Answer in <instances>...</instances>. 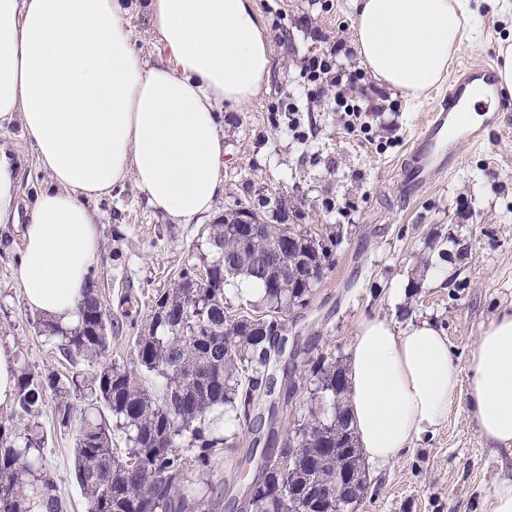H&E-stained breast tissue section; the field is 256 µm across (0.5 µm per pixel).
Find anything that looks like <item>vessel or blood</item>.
I'll return each mask as SVG.
<instances>
[{
  "mask_svg": "<svg viewBox=\"0 0 512 512\" xmlns=\"http://www.w3.org/2000/svg\"><path fill=\"white\" fill-rule=\"evenodd\" d=\"M496 88L493 65L489 62L469 66L449 82L447 92L439 97L433 112L415 135L407 162L400 167L401 183L408 193H416L442 168L454 166L455 138L480 146L500 131L499 119L492 115L479 125L464 128L461 134L453 132L456 118L468 109L471 99L477 95H494Z\"/></svg>",
  "mask_w": 512,
  "mask_h": 512,
  "instance_id": "1",
  "label": "vessel or blood"
}]
</instances>
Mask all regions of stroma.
<instances>
[{
	"label": "stroma",
	"instance_id": "obj_1",
	"mask_svg": "<svg viewBox=\"0 0 512 512\" xmlns=\"http://www.w3.org/2000/svg\"><path fill=\"white\" fill-rule=\"evenodd\" d=\"M268 38L270 67L261 94L241 109L221 106L224 190L203 220L177 224L149 206L134 180L98 200L101 246L92 277L108 315L112 340L107 362L131 364L137 326L153 297L170 288L179 271L199 260L207 225L241 207L272 212L285 201L288 220L320 235L338 231L336 264L312 291L306 306L285 320L290 338L322 353L346 358L358 323L380 317L397 328L427 321L448 339L459 375V394L445 422L421 433L397 459L369 468L371 494L359 512H487L494 485L512 472V457L482 444L465 399L468 360L495 315L512 309V93L501 92L493 110L502 133L482 147L457 145L454 172L440 171L417 194L402 188L398 168L408 144L443 91L435 86L406 100L370 74L348 88L364 108L365 132H350L332 99L310 95L301 77L304 56L353 43L352 0H254ZM462 49L449 71L470 63L497 62L500 39L512 37V14L493 0H470ZM300 126H288V104ZM0 145L23 171L21 203L47 176L35 164L18 127L0 134ZM466 239L469 254L455 262L448 283L428 274L439 251L453 252L452 237ZM21 242L13 225L0 226V348L16 367L47 374L90 376L82 360H65L41 336L38 314L28 309L14 279ZM73 413L60 426L53 399L34 423L43 431L45 457L69 512H85L74 473L75 439L89 406L71 395Z\"/></svg>",
	"mask_w": 512,
	"mask_h": 512
}]
</instances>
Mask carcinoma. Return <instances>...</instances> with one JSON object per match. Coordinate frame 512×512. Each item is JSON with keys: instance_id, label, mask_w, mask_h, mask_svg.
<instances>
[{"instance_id": "obj_1", "label": "carcinoma", "mask_w": 512, "mask_h": 512, "mask_svg": "<svg viewBox=\"0 0 512 512\" xmlns=\"http://www.w3.org/2000/svg\"><path fill=\"white\" fill-rule=\"evenodd\" d=\"M262 225L248 248L242 246L243 219ZM339 239L325 238L301 224L241 208L207 229L200 265L207 280L194 287L197 265L184 267L174 286L152 300L149 319L134 341L133 366L102 365L87 380L21 368L13 420L38 415L45 397H56L61 423L71 420V392H83L105 406L107 418L88 421L79 431L74 463L86 512H215L223 506V482L216 460L237 447L253 423L277 366L269 337L283 332L290 310L303 307L315 282L295 274L313 268L326 274L335 265ZM288 280H281L282 268ZM242 276L262 288L265 311L229 320L224 302L228 280ZM40 333L63 357L95 363L109 349V322L93 281H88L75 324L39 321ZM309 384L316 402L295 418L281 442L270 430L261 456L277 455L279 468H256L245 494L234 504L247 512H334L336 482L347 476L369 489L365 458L346 408L345 364L333 354L310 362ZM120 430L126 448H112ZM44 434L27 425L22 436L0 421V512H68L46 467ZM327 490L319 502L301 497L305 481Z\"/></svg>"}]
</instances>
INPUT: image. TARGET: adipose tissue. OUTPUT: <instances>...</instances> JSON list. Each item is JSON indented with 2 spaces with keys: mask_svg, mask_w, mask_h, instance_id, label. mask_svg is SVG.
<instances>
[{
  "mask_svg": "<svg viewBox=\"0 0 512 512\" xmlns=\"http://www.w3.org/2000/svg\"><path fill=\"white\" fill-rule=\"evenodd\" d=\"M359 57L381 83L417 98L460 51L466 0H353ZM155 59L135 49L127 0H0V131L19 126L48 175L28 208L22 170L0 146V225L18 227L15 281L28 308L77 318L97 256L91 201L134 179L149 204L185 224L223 186L219 105L263 90L270 50L253 0H147ZM467 411L482 442L512 454V311L479 336ZM347 409L359 446L386 463L440 424L459 387L434 325L360 322L348 353Z\"/></svg>",
  "mask_w": 512,
  "mask_h": 512,
  "instance_id": "adipose-tissue-1",
  "label": "adipose tissue"
}]
</instances>
